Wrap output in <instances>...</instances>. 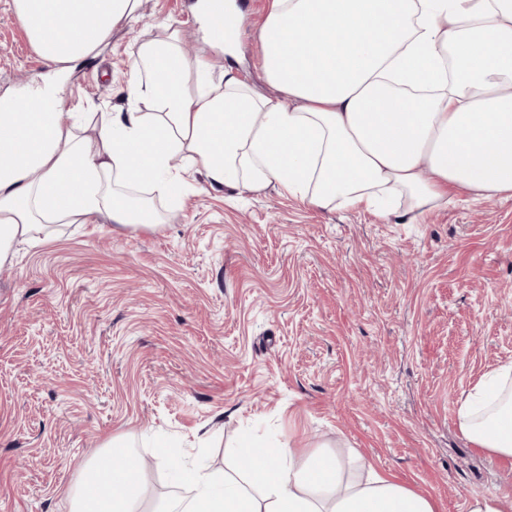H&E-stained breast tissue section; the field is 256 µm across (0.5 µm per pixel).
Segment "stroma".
I'll return each mask as SVG.
<instances>
[{
	"label": "stroma",
	"instance_id": "1",
	"mask_svg": "<svg viewBox=\"0 0 512 512\" xmlns=\"http://www.w3.org/2000/svg\"><path fill=\"white\" fill-rule=\"evenodd\" d=\"M197 3L141 0L59 84L65 109L90 130L126 111L134 44L173 30L213 60L212 81L233 62L270 93L269 0H236L228 51L205 43ZM55 71L0 0V97ZM140 191L157 228L51 224L0 270V512H68L112 438L136 450L143 512L191 499L194 467L237 474L249 440L301 463L358 451L440 512L512 496V458L457 424L461 396L512 362V199L459 190L408 224L273 187L218 192L200 175L175 204Z\"/></svg>",
	"mask_w": 512,
	"mask_h": 512
}]
</instances>
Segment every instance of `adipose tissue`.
<instances>
[{"label":"adipose tissue","mask_w":512,"mask_h":512,"mask_svg":"<svg viewBox=\"0 0 512 512\" xmlns=\"http://www.w3.org/2000/svg\"><path fill=\"white\" fill-rule=\"evenodd\" d=\"M49 63L96 52L140 0H14ZM265 95L233 67L211 82L210 58L186 62L177 33L136 45L129 108L87 135L54 83L0 98V266L49 224L156 226L127 191L142 173L181 200L179 156L211 189L274 186L319 208L416 220L464 188L512 199V0H270L259 32ZM206 77L195 95L186 72ZM512 392V362L487 373L457 410L477 448L512 458V422L488 419ZM131 449L110 443L80 475L71 512H139ZM291 448L238 450L247 482L194 470L188 503L155 512H438L436 502L378 472L362 455Z\"/></svg>","instance_id":"adipose-tissue-1"}]
</instances>
